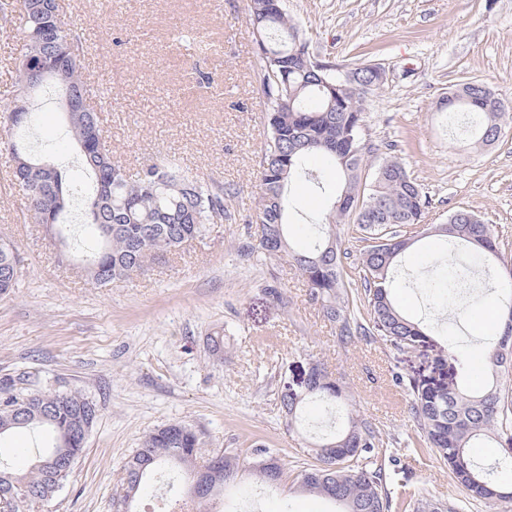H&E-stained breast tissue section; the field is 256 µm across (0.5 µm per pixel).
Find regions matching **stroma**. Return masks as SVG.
I'll return each instance as SVG.
<instances>
[{"mask_svg": "<svg viewBox=\"0 0 512 512\" xmlns=\"http://www.w3.org/2000/svg\"><path fill=\"white\" fill-rule=\"evenodd\" d=\"M66 2L67 20L82 37L85 75L108 97L102 118L113 157L130 169L175 159L198 180L223 187L229 219L100 286L81 271L71 239L26 220L27 201L0 161V240L20 258L14 288L0 295V378L23 376L47 393L76 391L98 407L70 480L40 512H114L128 457L147 434L174 422L196 431L202 456L275 448L296 475L310 460V433L331 414L326 405H308L303 428L290 429L279 394L312 361L340 380L350 404L377 427L378 461L394 493L504 512L499 501L469 502L443 463L417 445L411 400L393 375L431 374L435 345L449 337L482 362L477 336L493 341L500 333L479 310L456 318L451 247L423 226L447 223L459 209L474 212L491 224L502 263H512V128L466 153L438 108L463 81L512 96V0H284L317 60L386 71L384 87L366 101L371 151L363 169L373 176L392 152L429 201L423 224L401 229L412 245L392 290L402 314L434 335V345L409 356L393 354L376 336L340 343L297 270L240 254L257 231V167L268 136L249 0ZM208 73L218 83L200 82ZM26 136L43 159L67 167L72 201L80 203L92 182L76 164L54 88L40 93ZM305 166L320 180L289 187L290 236L300 248L339 182L329 159ZM217 331L224 335L220 359L208 345ZM223 499L226 512L331 508L322 497L249 479Z\"/></svg>", "mask_w": 512, "mask_h": 512, "instance_id": "35a3bbf8", "label": "stroma"}]
</instances>
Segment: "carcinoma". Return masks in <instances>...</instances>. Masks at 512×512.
I'll list each match as a JSON object with an SVG mask.
<instances>
[{
  "label": "carcinoma",
  "instance_id": "carcinoma-1",
  "mask_svg": "<svg viewBox=\"0 0 512 512\" xmlns=\"http://www.w3.org/2000/svg\"><path fill=\"white\" fill-rule=\"evenodd\" d=\"M31 0H3L1 29L17 32L15 101L21 103L23 119L16 111L0 113V153L5 155L11 184L27 198V216L34 224H50L69 235L67 207L69 177L52 166L45 179L26 182L16 172L20 156L31 155L19 137L30 124V105L46 85L56 87L61 99L73 93L81 107L66 118L78 148L79 164L93 182V192L84 197L86 224L81 229L86 249L81 261L89 268L94 283L106 286L128 278L159 254L170 253L202 236L207 225L224 221V191L214 189L188 175L173 159L163 157L133 173L112 158L102 125L103 91L84 76L85 55L80 35L70 27L63 3L54 4L49 14L29 6ZM250 23L264 63L262 86L269 123V139L259 161L258 253L265 260H287L304 277L311 299L320 304L323 316L336 325L341 340L355 336H378L397 354L417 350L430 339L427 329L407 319L394 304L391 290L397 276L398 259L410 247L397 228L418 224L429 201L395 156L381 159L370 183L363 182L366 154L362 135L365 107L357 86L366 81L373 91L383 86L381 77L363 66L342 73L315 59L300 28L285 13L282 0H250ZM67 50V69L44 74L31 85L30 67L38 66ZM32 66L24 64L29 54ZM450 114L465 118L458 146L473 149L494 143L502 126L512 122V98L475 81L453 86L448 91ZM319 155L331 159L341 173L332 212L310 230V243L295 248L290 240L287 213L293 202L287 186L297 178L319 183L318 175L304 168L306 158ZM353 219L366 234L368 244L358 258L361 291L348 298L350 282L342 273L340 242L336 226ZM427 230L443 237L455 248L466 249L465 268L488 269L498 257L499 247L492 226L466 210H457L446 224ZM17 250L0 243V278L19 266ZM504 326L485 358L490 380L478 392L468 391L461 379L469 376L471 361L447 341L439 346L436 377L400 375L396 383L411 398L418 444L430 449L448 466L454 480L472 499L512 502V485L499 479L512 473V390L503 377L512 374V295L503 300ZM307 385L299 390H282L280 404L289 425L302 421L308 402L329 405L344 403L339 381L321 363L310 364ZM23 380L0 379V437L20 428L31 429L45 443L37 449L27 469L0 461V505L7 512H33L63 486L71 471H53L50 457L64 453L78 459L86 440L77 436L82 427H92L96 405L81 394H51L28 390ZM377 431L368 419L350 411L346 423L335 433L310 443L312 462L296 476V489L320 495L338 505V512H462L464 507L442 500L411 495L393 503L390 475L378 464ZM479 440H493L501 448L491 464H480L469 454ZM200 438L189 426L170 423L149 433L125 464L126 488L117 501L135 498L156 470L168 466L180 477L196 472ZM253 461L244 464L233 451L224 455V469L231 485L241 483L243 474L260 483L279 485L284 471H273L265 460L273 457L268 448H256Z\"/></svg>",
  "mask_w": 512,
  "mask_h": 512
}]
</instances>
